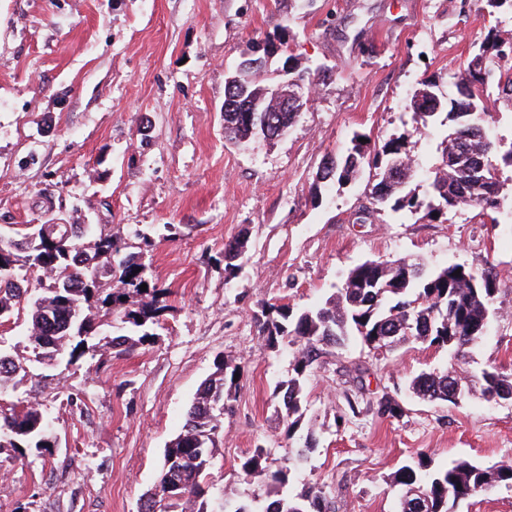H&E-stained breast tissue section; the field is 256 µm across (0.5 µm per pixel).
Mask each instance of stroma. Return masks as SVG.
Returning a JSON list of instances; mask_svg holds the SVG:
<instances>
[{"mask_svg": "<svg viewBox=\"0 0 512 512\" xmlns=\"http://www.w3.org/2000/svg\"><path fill=\"white\" fill-rule=\"evenodd\" d=\"M484 0H0V231L96 224L147 278L168 289L161 328L115 355L34 362L0 398L36 401L46 451L0 449V512H137L163 451L182 430L217 358L239 369L209 481L221 499L265 497L268 481L241 462L257 445L283 462L296 446L274 395L293 377V346H264L269 305L299 312L368 259L414 257L489 273V334L461 374L512 376V170L500 173L494 218L477 207L436 218L388 210L361 220L371 185L322 182L323 162L354 133L383 143L411 120L426 80L447 85L484 41ZM286 41L298 68L328 73L306 91L297 121L273 140L224 135L230 73L254 47ZM441 126L407 148L418 194L429 189ZM242 243L239 270L224 244ZM447 348L411 340L374 351L359 337L323 344L304 378L303 430L315 449L293 493L319 484L336 512H395L390 477L422 457L512 462V400L428 403L409 389L448 367ZM389 396L403 409L380 415Z\"/></svg>", "mask_w": 512, "mask_h": 512, "instance_id": "obj_1", "label": "stroma"}]
</instances>
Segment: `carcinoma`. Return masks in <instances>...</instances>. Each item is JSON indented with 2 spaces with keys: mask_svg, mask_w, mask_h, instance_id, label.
<instances>
[{
  "mask_svg": "<svg viewBox=\"0 0 512 512\" xmlns=\"http://www.w3.org/2000/svg\"><path fill=\"white\" fill-rule=\"evenodd\" d=\"M287 57L282 70L288 76L273 74L262 84L260 68L240 62L232 71V84L226 87L224 102L237 98L263 108L261 112H224V134L231 140L260 135L272 140L293 125L306 104L303 90L320 78L322 68L298 69ZM455 82L457 96L434 81H424L412 104L414 131L425 130L437 114L449 108L447 129L436 145L431 194L424 202L407 189L412 178L413 157L406 149L410 133L405 131L380 146L362 142L356 134L343 156L326 160L319 179L346 185L364 171L376 183L371 205L377 211L394 213L421 209L427 215L479 207L492 211L498 206L499 169L496 156L512 168V144L502 146L489 137L484 116L488 103L512 104V36L494 27ZM94 238L92 246L85 240ZM112 237L97 232L94 224H34L20 239L0 235V319L16 310L27 314L28 348L35 361L72 360L96 336L105 322L91 315L97 304L109 306L121 315L118 335L106 342L112 350L142 345L154 336L166 309L167 289L140 286L147 283L145 266L134 255L119 259L120 286L100 296L102 278L112 275V261L119 255ZM241 244H224L225 270L238 269ZM131 286L140 299L128 306L122 301ZM490 277L475 273L461 264L431 269L417 258L372 259L352 268L342 287L332 296L299 313L287 305L269 306L277 317L259 323L264 345L276 348L289 338L298 345L294 357L295 376L278 383L276 394L288 419V436H293L303 418V377L311 370L317 346L341 344L359 336L373 349L394 348L412 336L431 345L446 346L456 359L464 360L470 350L487 335L490 324ZM227 362L219 359L214 376L192 400L183 430L167 445L158 480L140 504L139 512H211L205 499V479L214 464L224 436V411L236 394L238 383L226 377ZM27 376V367L8 349L0 347V387ZM452 380L463 394L479 387L485 400L512 395V377L497 370H484L474 381L454 371L423 372L411 381V389L429 401L448 400ZM44 419L38 404L30 400L0 405V448H48ZM270 450L261 446L241 464L247 475L266 474L276 497L224 500L220 512H336L322 488L311 486L293 496L289 486L295 479V466L281 464L270 470ZM399 492L397 512H454L455 505L496 486H512V462L489 465L469 460L430 467L422 460L399 467L390 477Z\"/></svg>",
  "mask_w": 512,
  "mask_h": 512,
  "instance_id": "carcinoma-1",
  "label": "carcinoma"
}]
</instances>
